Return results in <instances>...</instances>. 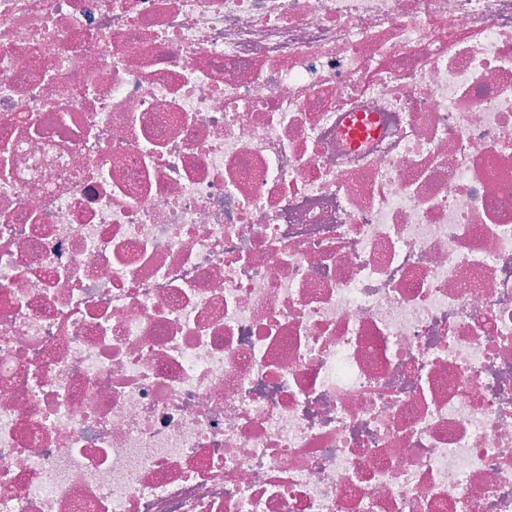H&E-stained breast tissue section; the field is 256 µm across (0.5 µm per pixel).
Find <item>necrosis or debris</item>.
<instances>
[{
    "mask_svg": "<svg viewBox=\"0 0 512 512\" xmlns=\"http://www.w3.org/2000/svg\"><path fill=\"white\" fill-rule=\"evenodd\" d=\"M0 512H512V0H0Z\"/></svg>",
    "mask_w": 512,
    "mask_h": 512,
    "instance_id": "necrosis-or-debris-1",
    "label": "necrosis or debris"
}]
</instances>
